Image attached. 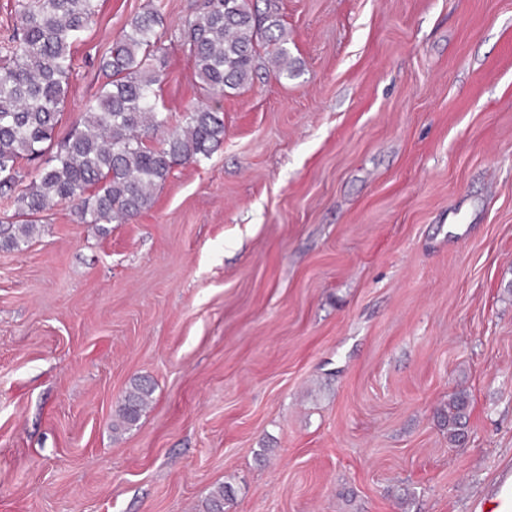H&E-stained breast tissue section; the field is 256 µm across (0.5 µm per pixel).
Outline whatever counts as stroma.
Masks as SVG:
<instances>
[{
	"mask_svg": "<svg viewBox=\"0 0 512 512\" xmlns=\"http://www.w3.org/2000/svg\"><path fill=\"white\" fill-rule=\"evenodd\" d=\"M202 2L163 0L176 124ZM144 3L103 0L58 137ZM280 14L294 77L228 92L140 217L0 249V512H478L512 471V0ZM154 392V386L150 380L138 379L135 380L130 389L126 392L123 403L118 409V418L120 424L115 427L128 428L135 425L143 411V408L148 403ZM468 396L464 392L455 393L448 401V407L441 413V422L448 428V437L459 442L465 435Z\"/></svg>",
	"mask_w": 512,
	"mask_h": 512,
	"instance_id": "35a3bbf8",
	"label": "stroma"
}]
</instances>
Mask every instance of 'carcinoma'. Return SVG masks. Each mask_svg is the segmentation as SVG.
Returning a JSON list of instances; mask_svg holds the SVG:
<instances>
[{"mask_svg": "<svg viewBox=\"0 0 512 512\" xmlns=\"http://www.w3.org/2000/svg\"><path fill=\"white\" fill-rule=\"evenodd\" d=\"M264 2L261 9L252 0H205L185 21L180 42L202 100L171 128L160 108L168 78L162 3L147 0L101 58L106 81L57 142L74 50L101 0H13L16 29L0 42V194H15L16 208L0 224V246L27 243L44 213L60 204L73 207L85 224L131 221L151 206L154 190L175 167L208 155L224 140L220 98L261 70L277 79L292 74L278 0ZM51 150L52 160L24 183V166ZM153 392L147 379L132 383L118 409L119 427L139 421ZM467 409V394L457 392L441 413L454 442L465 435ZM230 494L220 487L207 512H224Z\"/></svg>", "mask_w": 512, "mask_h": 512, "instance_id": "carcinoma-1", "label": "carcinoma"}]
</instances>
